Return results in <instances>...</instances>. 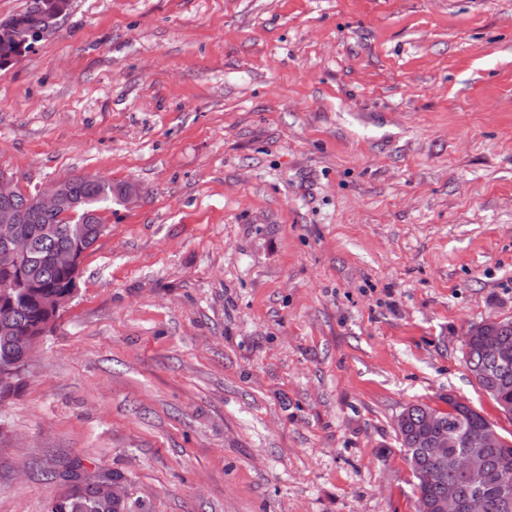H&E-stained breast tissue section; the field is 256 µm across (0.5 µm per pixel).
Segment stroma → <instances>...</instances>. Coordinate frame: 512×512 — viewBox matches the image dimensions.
<instances>
[{"mask_svg": "<svg viewBox=\"0 0 512 512\" xmlns=\"http://www.w3.org/2000/svg\"><path fill=\"white\" fill-rule=\"evenodd\" d=\"M0 172L134 183L0 435V512L72 466L153 512H414L395 420L501 433L512 0H70L0 71ZM505 319L490 318L481 323L469 327V348L464 347L465 363L471 356V371L480 375L476 381L481 391L494 403L500 412L512 410V321L500 330V336H496L497 330L502 327ZM482 349L480 345V338ZM501 336L505 343L503 342ZM483 352L491 358L496 365L509 368L506 372H496V369L485 360ZM472 378L475 375L471 372Z\"/></svg>", "mask_w": 512, "mask_h": 512, "instance_id": "stroma-1", "label": "stroma"}]
</instances>
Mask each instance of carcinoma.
<instances>
[{
  "mask_svg": "<svg viewBox=\"0 0 512 512\" xmlns=\"http://www.w3.org/2000/svg\"><path fill=\"white\" fill-rule=\"evenodd\" d=\"M42 9L35 11L31 6L9 17L35 34L50 17H61L69 7V0H41ZM72 183L78 205L74 215L63 222L54 216H45L35 224H20L18 228L32 241L31 248L8 273L0 270V282L10 279L16 283L20 279H32L36 288H13L9 299L0 305V405L5 402L13 390L6 380L12 378L18 363L24 357V351L17 343L20 336L28 337L27 351H32L41 339L39 333L50 319L38 298L43 293H72L73 274L66 268L53 263V257L60 251L74 249L83 254L98 241L103 234L104 213L111 209L112 200L119 197L120 185L99 177L77 175L69 178ZM471 371L480 375L477 385L494 403L499 411L512 410V367L500 373L483 356L480 338L469 337ZM418 410L408 425L407 437L401 439L405 460L411 471L439 464L446 473V480L457 492L461 501H466L473 493L472 486L456 470L453 460L456 455L466 451L465 437L479 434L489 419L465 404L448 398L451 417L461 415L460 431L448 435V455L433 459L423 448L424 432L419 428L420 411L423 404H417ZM485 458L484 484L481 489L486 498V512H512V497H504L503 490L512 485V434L503 437L492 448H483ZM116 480L132 487L131 481L121 472L111 471L96 474H78L70 476V482L64 491L50 504L49 512H150V505L128 492L121 498L112 491Z\"/></svg>",
  "mask_w": 512,
  "mask_h": 512,
  "instance_id": "1",
  "label": "carcinoma"
}]
</instances>
